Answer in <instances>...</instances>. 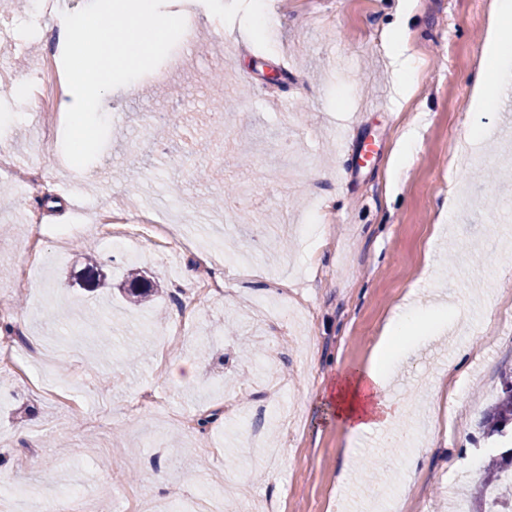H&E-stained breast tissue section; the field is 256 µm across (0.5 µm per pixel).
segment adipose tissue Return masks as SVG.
<instances>
[{
    "mask_svg": "<svg viewBox=\"0 0 512 512\" xmlns=\"http://www.w3.org/2000/svg\"><path fill=\"white\" fill-rule=\"evenodd\" d=\"M510 25L512 0H493L485 53L474 84L473 103L477 110H489L498 101L505 80L512 77V44L502 37L503 29ZM415 316L411 307L397 312L371 362L342 373L335 390L328 395L325 411L345 428L349 438L379 431L396 444L404 436L399 422L406 409L387 394L393 379L390 347L398 336L404 335Z\"/></svg>",
    "mask_w": 512,
    "mask_h": 512,
    "instance_id": "1",
    "label": "adipose tissue"
}]
</instances>
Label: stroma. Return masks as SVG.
Segmentation results:
<instances>
[{
  "label": "stroma",
  "mask_w": 512,
  "mask_h": 512,
  "mask_svg": "<svg viewBox=\"0 0 512 512\" xmlns=\"http://www.w3.org/2000/svg\"><path fill=\"white\" fill-rule=\"evenodd\" d=\"M411 3L407 11L401 0H265L276 29L253 35L246 11L226 0H166L164 12L192 13L189 58L167 80L147 74L113 89L108 139L83 177L61 139L40 140L38 120L15 128L19 166L0 185V299L30 340L73 336L84 349L60 353L52 370L80 401L72 413L20 377L0 342L8 481L46 498L79 486L91 512L175 503L194 495L197 480L220 489L231 473L245 482L248 512L272 501L282 512H368L384 492L399 493L401 512L419 502L423 512H450L479 484L462 475L475 449L501 451L479 422L512 371V324L500 320L512 299V108L472 106L488 0ZM0 13L10 18L0 68L29 80L28 62L43 59L59 16L20 0H0ZM399 28L418 70L403 96L385 44ZM221 39L231 49L219 56ZM482 124L493 139L449 166L469 126ZM405 136L416 151L399 171L394 153ZM366 142L374 151L356 166L352 151ZM34 165L57 179L52 197L31 195ZM173 198L184 203L180 224L202 247L221 241L243 275L225 279L223 293L184 297L179 310L174 287L201 274L198 253L172 264L164 243L148 242L123 255L96 222L109 201L161 213ZM35 209L45 226L79 223L83 232L40 240L31 264ZM265 224L280 225L286 248L261 235ZM81 239L95 245L110 287L79 279ZM132 266L162 288L140 307L122 292ZM275 277L310 301V331L293 323L271 332L249 319L254 306L276 304ZM418 302L432 328L409 331L389 395L425 431L430 404L447 393L442 448L406 480L399 451L374 432L343 476L349 439L323 402L343 371L369 362L394 313ZM463 350L464 374L447 377ZM270 351L271 380L260 368ZM183 361L194 371L188 383L169 373ZM230 399L239 403L234 417L224 411ZM255 426L279 449L277 467L243 455ZM159 445L168 459L155 466Z\"/></svg>",
  "instance_id": "35a3bbf8"
}]
</instances>
